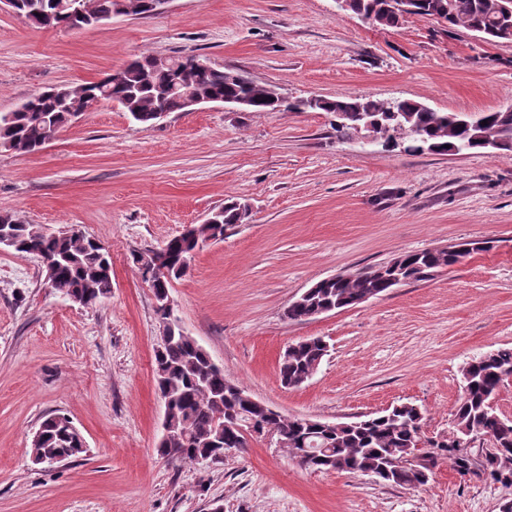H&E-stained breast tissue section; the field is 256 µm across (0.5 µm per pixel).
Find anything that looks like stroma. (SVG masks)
Here are the masks:
<instances>
[{"mask_svg": "<svg viewBox=\"0 0 512 512\" xmlns=\"http://www.w3.org/2000/svg\"><path fill=\"white\" fill-rule=\"evenodd\" d=\"M145 53L199 55L288 99H412L439 112L512 103V43L442 20L394 28L335 0H172L165 13L81 30L40 29L0 11V113L31 94L100 80ZM236 199L245 223L197 251L170 297L226 377L284 416L350 422L410 402L426 435H448L467 362L512 347V153L413 154L336 131L326 112H238L211 104L155 126L104 103L42 150H0V214L77 226L112 257V295L74 304L39 260L0 253V512H500L512 485L440 463L429 485L301 467L274 438L217 464L157 453L158 323L132 260ZM493 247L357 306L297 323L288 304L316 282L411 251ZM320 337L328 352L301 386L279 361ZM84 435V460H30L44 416Z\"/></svg>", "mask_w": 512, "mask_h": 512, "instance_id": "35a3bbf8", "label": "stroma"}]
</instances>
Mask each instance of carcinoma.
Segmentation results:
<instances>
[{
	"instance_id": "cac0c4a2",
	"label": "carcinoma",
	"mask_w": 512,
	"mask_h": 512,
	"mask_svg": "<svg viewBox=\"0 0 512 512\" xmlns=\"http://www.w3.org/2000/svg\"><path fill=\"white\" fill-rule=\"evenodd\" d=\"M453 2L444 18L448 34L458 28L480 31L483 40L494 43L499 31L512 27V14L497 9L499 0H421L418 14L432 16L437 6ZM84 17L101 22L120 13L127 0H83ZM68 0H17L16 10L37 28H72L84 23L67 9ZM385 0H352L351 11L372 19L382 27H394L397 16L384 9ZM197 55L168 58V65L157 63V56L143 54L118 72L96 82L73 87H53L30 96L24 109L12 113L10 121L0 119V148L17 154H32L52 134L72 122V111L88 110L102 101H118L124 110L144 127L152 126L158 106L169 112L183 111V93L192 90L213 98H246L255 112L306 111L305 100L278 101L268 85L243 71L224 69L210 62L199 64ZM375 120L380 132L394 130V111L403 113L407 126L419 131L407 141L405 151L433 154H487L492 150L512 152V118L500 112H483L476 119L462 114L437 112L413 100H401L396 109L386 101L366 98L324 99L319 112L343 113L338 129L346 134L357 131L358 111ZM488 124H482V121ZM216 223L198 224L190 234L169 239L164 247L170 263L165 273H148L141 254L133 257L144 281L153 288L159 328L166 327V311L172 281L189 269L198 242L209 237L224 239V232L241 223L239 206L229 200L216 210ZM0 231L11 239L8 249L44 258L53 266L48 285L66 297H77L85 305L101 303L112 294V258L100 242L72 228L46 233L40 224H27L11 214H0ZM462 250H423L398 257L397 272L403 282L428 279L440 269L453 267L474 252L487 251V241H466ZM390 290L369 270L348 278L322 280L299 302H292L285 317L293 322L315 318L323 308L342 310L356 305L367 295ZM326 355V344L310 338L285 351L279 362L284 386L297 387L318 368ZM512 376V347L499 348L471 360L462 371V393L454 415V432L464 438L488 437L495 441L490 452L476 459L467 448L446 443L436 446L432 464L442 460L459 474L512 485V421L500 416L490 399ZM156 387L168 404V424L174 438L158 445L160 454L172 463H209L224 448L240 447L242 432L254 422L262 423L259 434L285 443L290 457L314 470L339 469L351 474H372L383 482L410 488L427 486L431 478L408 462L424 433V411L412 403L365 415L352 429L327 430L316 418L286 417L245 400L232 388L224 371L210 364V355L191 336L179 332L162 337L155 351ZM40 439L31 444L36 464L61 457L75 462L88 448L81 431L66 415L55 413L40 423Z\"/></svg>"
}]
</instances>
